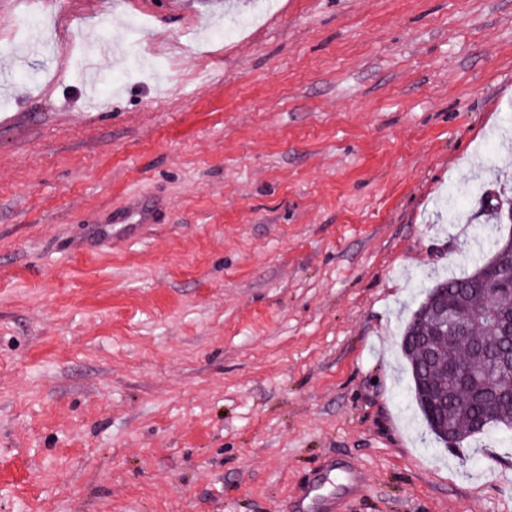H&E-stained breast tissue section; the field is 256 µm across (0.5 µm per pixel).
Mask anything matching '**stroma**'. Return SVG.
Here are the masks:
<instances>
[{
	"label": "stroma",
	"mask_w": 512,
	"mask_h": 512,
	"mask_svg": "<svg viewBox=\"0 0 512 512\" xmlns=\"http://www.w3.org/2000/svg\"><path fill=\"white\" fill-rule=\"evenodd\" d=\"M33 2L0 7V512H512L502 432L425 438L400 352L512 232V0ZM134 15L159 73L108 50ZM154 217L153 210L134 200L123 214L112 216V222L114 224H152Z\"/></svg>",
	"instance_id": "1"
}]
</instances>
